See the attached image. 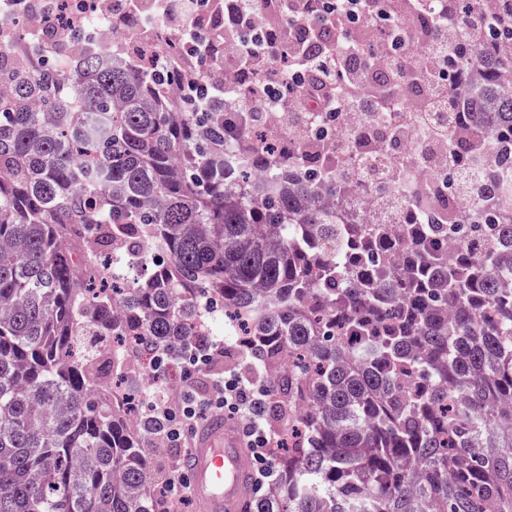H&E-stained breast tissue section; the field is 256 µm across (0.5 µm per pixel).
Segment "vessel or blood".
<instances>
[{
  "instance_id": "vessel-or-blood-1",
  "label": "vessel or blood",
  "mask_w": 512,
  "mask_h": 512,
  "mask_svg": "<svg viewBox=\"0 0 512 512\" xmlns=\"http://www.w3.org/2000/svg\"><path fill=\"white\" fill-rule=\"evenodd\" d=\"M183 467L197 512H248L254 491L252 458L232 422L218 415L200 428Z\"/></svg>"
}]
</instances>
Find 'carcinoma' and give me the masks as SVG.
Here are the masks:
<instances>
[{
	"label": "carcinoma",
	"mask_w": 512,
	"mask_h": 512,
	"mask_svg": "<svg viewBox=\"0 0 512 512\" xmlns=\"http://www.w3.org/2000/svg\"><path fill=\"white\" fill-rule=\"evenodd\" d=\"M450 2L462 22L498 7ZM412 37L366 27L370 66L346 89L415 98L422 61L376 73ZM509 43L512 13L448 51V178L402 182L394 235L363 221L326 138L272 134L251 110L271 80L284 109L298 93L286 43L273 79L238 75L227 113L220 95L198 106L220 45L35 64L0 41V512H159L140 438L163 422L101 382L130 349L170 368L207 348L210 314L286 437L248 512H512ZM129 262L149 272L129 283Z\"/></svg>",
	"instance_id": "1"
}]
</instances>
